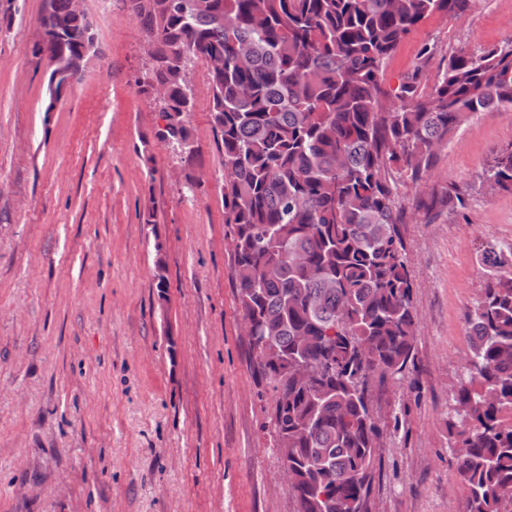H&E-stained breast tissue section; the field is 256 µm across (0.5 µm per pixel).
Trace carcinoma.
<instances>
[{"label": "carcinoma", "instance_id": "cac0c4a2", "mask_svg": "<svg viewBox=\"0 0 512 512\" xmlns=\"http://www.w3.org/2000/svg\"><path fill=\"white\" fill-rule=\"evenodd\" d=\"M154 63L134 84L167 96L156 138L194 145L183 61L209 70V112L224 152L238 306L260 375L278 398L276 441L296 512H369L379 428L370 378L404 375L420 321L401 238L398 185H418L438 151L477 112H512V40L448 55L431 89L420 64L384 91L387 60L435 14L472 0H126ZM42 46L52 98L98 52L87 13L49 0ZM493 190L512 191V144L494 151ZM489 268L465 312L468 377L448 419L466 512L512 504V246L483 249ZM273 339L275 352L261 349ZM310 361L312 383L293 368Z\"/></svg>", "mask_w": 512, "mask_h": 512}]
</instances>
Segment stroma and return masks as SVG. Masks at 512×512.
<instances>
[{
    "label": "stroma",
    "instance_id": "stroma-1",
    "mask_svg": "<svg viewBox=\"0 0 512 512\" xmlns=\"http://www.w3.org/2000/svg\"><path fill=\"white\" fill-rule=\"evenodd\" d=\"M44 9L0 0V512H296L277 394L253 373L236 300L205 62L186 160L134 87L143 34L123 0H86L98 53L56 100L33 54ZM511 39L512 0H474L407 37L383 87L397 91L422 46L432 82L449 53ZM511 143L512 114H473L421 185L398 186L421 319L405 374L367 385L381 430L370 512H466L448 420L482 246L512 244V192L483 180ZM451 186L464 207L425 209Z\"/></svg>",
    "mask_w": 512,
    "mask_h": 512
}]
</instances>
